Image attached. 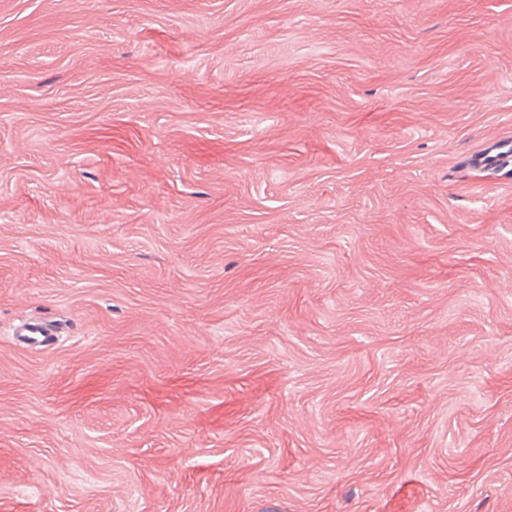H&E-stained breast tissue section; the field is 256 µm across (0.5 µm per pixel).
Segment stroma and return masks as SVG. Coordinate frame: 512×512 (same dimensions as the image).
<instances>
[{
    "label": "stroma",
    "instance_id": "35a3bbf8",
    "mask_svg": "<svg viewBox=\"0 0 512 512\" xmlns=\"http://www.w3.org/2000/svg\"><path fill=\"white\" fill-rule=\"evenodd\" d=\"M507 145L512 0H0V512H512Z\"/></svg>",
    "mask_w": 512,
    "mask_h": 512
}]
</instances>
